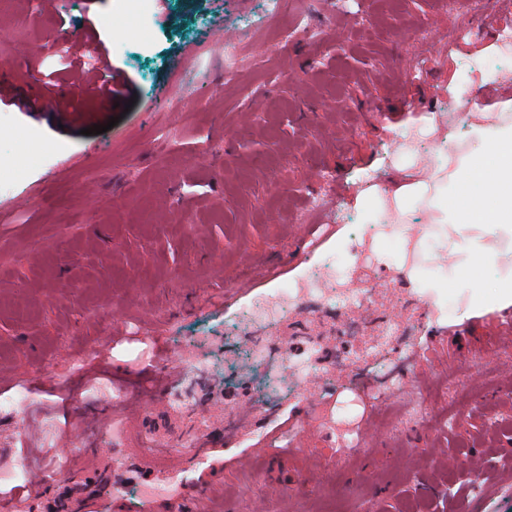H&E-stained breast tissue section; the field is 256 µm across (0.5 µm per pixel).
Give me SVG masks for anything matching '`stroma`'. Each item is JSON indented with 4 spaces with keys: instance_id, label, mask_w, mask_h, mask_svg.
Segmentation results:
<instances>
[{
    "instance_id": "35a3bbf8",
    "label": "stroma",
    "mask_w": 512,
    "mask_h": 512,
    "mask_svg": "<svg viewBox=\"0 0 512 512\" xmlns=\"http://www.w3.org/2000/svg\"><path fill=\"white\" fill-rule=\"evenodd\" d=\"M83 16L131 80V110L92 95L65 125L18 110L17 92L65 107L93 78ZM228 30L240 57L229 80L215 50ZM503 30L512 0H290L284 15L268 0H153L143 17L123 0H0V51L11 55L0 65V156L15 160L0 170V481L24 485L59 466L18 512H139L144 436L182 451L205 420L240 439L258 424L232 410L253 400L285 422L302 384L278 362L246 367L243 340L254 335L276 351L284 336L326 340L317 359L343 389L311 415L307 453L277 431L264 456L228 473L219 445L198 476L160 478L159 497L218 475L210 512H512V375L501 370L512 338L486 329L462 341L465 360L432 357L421 386L375 412L383 435L372 446L354 423L366 400L343 383L353 354L390 373L373 345L392 315L405 341L417 336L414 293L432 291L440 320L467 312L456 277L436 263L449 254L466 268L452 243L481 230L443 220L461 183L404 196L408 222L435 233L410 273L388 239L387 270L355 272L373 309L311 297L282 321L241 324L257 297L382 222L367 183L403 187L405 166L389 155L400 133L457 101L496 111L512 99ZM456 31L463 40L449 42ZM97 125L105 133L91 134ZM335 222L338 232L292 261L300 225ZM174 369L180 382L158 394V373ZM60 389L74 425L65 435ZM340 433L335 467L302 485ZM474 454L488 478L470 472Z\"/></svg>"
}]
</instances>
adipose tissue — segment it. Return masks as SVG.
<instances>
[{
    "instance_id": "obj_1",
    "label": "adipose tissue",
    "mask_w": 512,
    "mask_h": 512,
    "mask_svg": "<svg viewBox=\"0 0 512 512\" xmlns=\"http://www.w3.org/2000/svg\"><path fill=\"white\" fill-rule=\"evenodd\" d=\"M461 169L465 191L449 199L448 215L456 224L483 225L462 247L486 269L497 262L492 242L500 225L512 224V125L496 128L484 152L467 156Z\"/></svg>"
}]
</instances>
